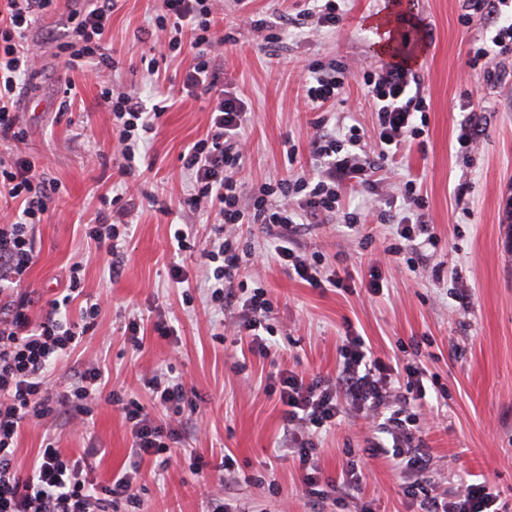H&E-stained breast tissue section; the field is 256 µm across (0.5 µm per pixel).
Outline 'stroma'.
<instances>
[{"label": "stroma", "instance_id": "1", "mask_svg": "<svg viewBox=\"0 0 512 512\" xmlns=\"http://www.w3.org/2000/svg\"><path fill=\"white\" fill-rule=\"evenodd\" d=\"M91 0H66L62 11L40 17L30 38L41 45V61L19 86L16 107L26 128L24 142H1L0 156H23L42 165L61 190L41 224L34 228L36 259L27 286L40 298L32 307L39 319L47 301L69 283L73 263H81L83 291L68 316L77 322L87 299L98 300L93 331L51 373L57 391L69 389L83 361L97 360L109 388L126 391L143 404L151 393L145 378L173 371L196 404L178 427L182 450L166 466L146 459L135 491L138 512H204L207 490L224 483V500L251 504L256 512H413L402 493L415 481L413 472L394 469L383 459L368 462L369 476L351 497L317 500L306 495L303 472L291 455L281 453L284 421L268 378L286 368L334 378L346 323H353L380 357L422 352L427 368L426 397L415 413L426 428L437 492H453L473 475L495 487L512 504V53L498 57L501 82H484L470 71L468 51L485 34L459 21L460 0H348L342 33L283 28L266 43L254 20L275 12L294 13L297 0H248L224 13V87L242 99L248 111L243 134L250 150L239 175L243 197L264 182L285 175L286 153L297 148L305 171L316 163L308 152L316 118L298 95L303 65L336 59L349 70L337 118L359 124L364 150L376 161L381 195H345L344 207L383 209L385 189L414 180L426 201L424 219L437 247L429 266L387 272L382 294L362 288L369 266L380 258L392 224H317L301 237L303 252L316 255L328 269L349 272L360 283L353 292L315 289L290 276L273 250L248 270L268 290L273 303L271 326L276 354L262 357L248 340L224 336L225 324L237 321L238 309L215 310L198 253L173 257L170 223L191 225L198 237L209 231L206 217L183 209L189 180L180 157L205 138L209 129L207 97L170 102L146 160L134 172L142 198L132 213L119 276L109 273V258L86 234L87 225L111 220L102 199L118 185L120 155L110 153L112 123L95 108L100 84L94 70L69 71L57 45L66 32L68 12L85 10ZM157 0H118L104 35L108 51L122 63L120 85L160 102L179 82L190 56L168 60L160 80L150 84L142 62ZM400 11L411 17L421 39L415 72L426 89L428 127L422 140L406 144L396 163L378 158L376 115L360 88L364 71L388 63L379 49L375 18ZM472 101L484 117L482 148L466 153L457 138L465 118L460 105ZM180 263L183 283L170 276ZM140 323L139 343L125 335L130 318ZM166 319L174 334L164 339L154 324ZM83 428L50 413L29 420L17 438L14 463L27 470L47 440L66 454L96 448L97 482L109 483L129 462L130 426L118 406L95 397ZM362 420L350 419L321 434L318 465L324 476H338L346 449L363 454ZM207 467L193 474L185 453ZM233 454L235 476L220 477L225 454Z\"/></svg>", "mask_w": 512, "mask_h": 512}]
</instances>
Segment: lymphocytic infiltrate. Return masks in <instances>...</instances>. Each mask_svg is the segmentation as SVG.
Instances as JSON below:
<instances>
[{
    "instance_id": "1",
    "label": "lymphocytic infiltrate",
    "mask_w": 512,
    "mask_h": 512,
    "mask_svg": "<svg viewBox=\"0 0 512 512\" xmlns=\"http://www.w3.org/2000/svg\"><path fill=\"white\" fill-rule=\"evenodd\" d=\"M117 0H95L93 8L72 15L71 30L58 50L66 55L69 69L97 64L100 89L98 107L112 119L115 149L127 161H134L142 148L157 134V121L163 107H147L133 90L119 91L113 79L119 63L103 42ZM61 0H0V140L21 141L26 137L15 96L23 74L34 70L38 54L28 40V32L38 17L57 11ZM224 0H160L152 19L156 55L147 65L148 75L159 72L162 60L191 53L192 62L182 77L179 92L187 97L208 96L211 104L210 129L182 155L183 167L192 179V188L183 201L193 212L219 214L204 245L185 228H176L172 241L178 250L199 249L211 262L207 280L212 301L221 308L241 305L244 316L233 328L234 335L250 336L251 349L268 356L272 344L269 318L273 304L266 288H244L238 277L243 266L253 262L256 249L241 247L240 228L259 225L272 240L280 264L292 267L297 278L313 288H351V276L324 273L318 260L299 249V240L309 226L332 219L346 226L362 223L363 212L344 211L345 191L371 192L374 163L362 153L358 126L345 132L329 130L323 110L345 90L348 72L336 60L313 61L306 66L302 100L319 113L317 132L310 140V154L317 163L316 177H281L263 184L250 198H242L236 176L247 157L242 128L246 121L244 103L224 89L222 48L227 37L219 18ZM460 22L464 26L486 22L494 33L482 46L473 49V66L482 67L485 81L497 80L490 62L512 50V0H462ZM362 86L376 114L380 159L395 158L406 142L424 133L416 122L428 105L423 84L416 72L400 62L363 73ZM59 185L37 171L24 158L0 159V199L21 200L23 210L16 216H0V512H122L124 506H137L133 491L135 478L130 471L116 474L109 484L95 483L89 458L63 454L46 444L27 473L14 466V449L23 424L50 411L51 401L79 419L86 415V400L97 393L103 371L89 362L78 371L75 382L63 394H53L47 372L57 360L69 356L93 327L99 312L95 303L85 307L84 324L67 316L71 294L80 282L81 263L71 267L69 294L54 298L39 320H32L30 294L21 290L34 263L33 228L47 214ZM137 195L129 186L111 199L115 220L88 229L98 249L111 258V273H118L120 259L129 236L124 225L136 208ZM403 216L391 219L380 214V221L396 223L398 243L386 247L390 256L400 255L402 241L412 244L416 255H425L436 238L427 224L413 221L425 201L414 181L404 184ZM341 361L335 381L306 378L281 370L274 381L285 420L284 436L291 442L309 495L321 498L322 473L317 464L316 433L342 422L355 413L368 419L375 435L367 441L369 457L384 456L398 467L425 474L431 459L425 436L411 410L412 400L425 398V370L420 363L389 362L375 356L364 338L346 332L340 347ZM108 402L121 405L131 425V453L138 460L172 454L177 434L155 423L143 405L123 401L110 392ZM406 498L419 512H512L500 502L486 483L463 484L453 495L428 490L416 482L404 487Z\"/></svg>"
}]
</instances>
